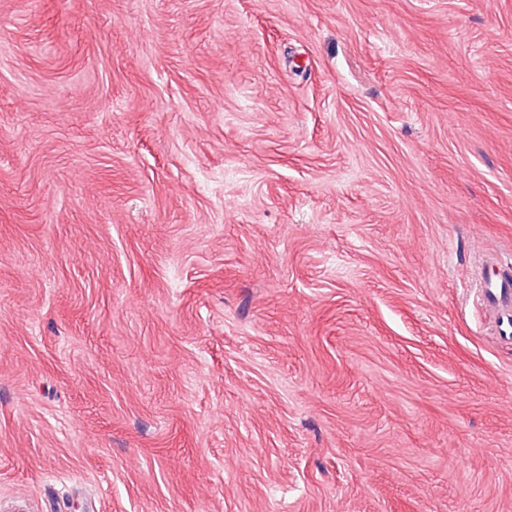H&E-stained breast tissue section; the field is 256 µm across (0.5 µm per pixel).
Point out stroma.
Returning a JSON list of instances; mask_svg holds the SVG:
<instances>
[{
	"label": "stroma",
	"mask_w": 512,
	"mask_h": 512,
	"mask_svg": "<svg viewBox=\"0 0 512 512\" xmlns=\"http://www.w3.org/2000/svg\"><path fill=\"white\" fill-rule=\"evenodd\" d=\"M512 0H0V512H512ZM508 268L485 275L483 268L472 281L471 290L477 294L481 307L492 318L493 335L500 343L512 344V270L510 260H505Z\"/></svg>",
	"instance_id": "stroma-1"
}]
</instances>
